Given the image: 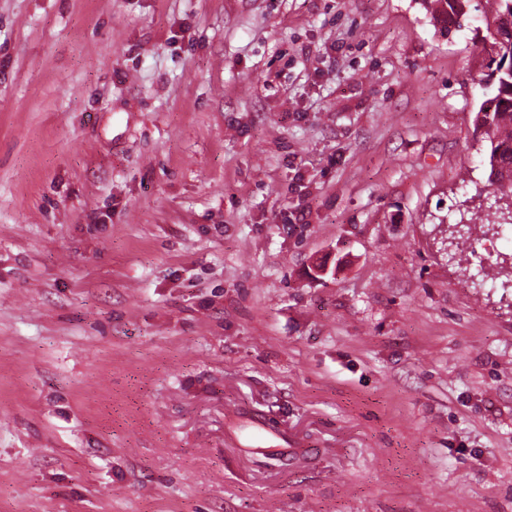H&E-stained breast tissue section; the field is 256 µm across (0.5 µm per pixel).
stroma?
I'll list each match as a JSON object with an SVG mask.
<instances>
[{
    "label": "stroma",
    "instance_id": "obj_1",
    "mask_svg": "<svg viewBox=\"0 0 512 512\" xmlns=\"http://www.w3.org/2000/svg\"><path fill=\"white\" fill-rule=\"evenodd\" d=\"M488 20L0 0V512H512ZM479 224H487L492 227H506L512 225V209L511 206L505 204L501 206H493L492 204L484 211L483 215L476 217Z\"/></svg>",
    "mask_w": 512,
    "mask_h": 512
}]
</instances>
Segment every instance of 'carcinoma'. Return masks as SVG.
Masks as SVG:
<instances>
[{
  "mask_svg": "<svg viewBox=\"0 0 512 512\" xmlns=\"http://www.w3.org/2000/svg\"><path fill=\"white\" fill-rule=\"evenodd\" d=\"M433 19L446 26L456 25L470 12L472 0H430ZM491 19L499 29L512 33V0H486ZM475 129L489 143L487 166L508 173L501 179L497 191L500 197L512 198V58L499 72L493 91L483 97L474 118ZM479 223L492 227L512 225V207L489 206L477 217Z\"/></svg>",
  "mask_w": 512,
  "mask_h": 512,
  "instance_id": "carcinoma-1",
  "label": "carcinoma"
}]
</instances>
